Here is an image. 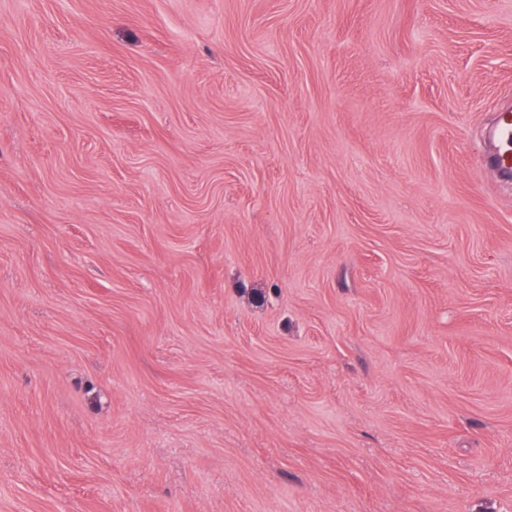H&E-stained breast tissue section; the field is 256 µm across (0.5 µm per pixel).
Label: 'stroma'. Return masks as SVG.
<instances>
[{
  "label": "stroma",
  "instance_id": "stroma-1",
  "mask_svg": "<svg viewBox=\"0 0 512 512\" xmlns=\"http://www.w3.org/2000/svg\"><path fill=\"white\" fill-rule=\"evenodd\" d=\"M512 0H0V512H512ZM498 141L501 145L500 165L502 168L512 167V114L502 112L498 117ZM505 147L503 150L502 148Z\"/></svg>",
  "mask_w": 512,
  "mask_h": 512
}]
</instances>
